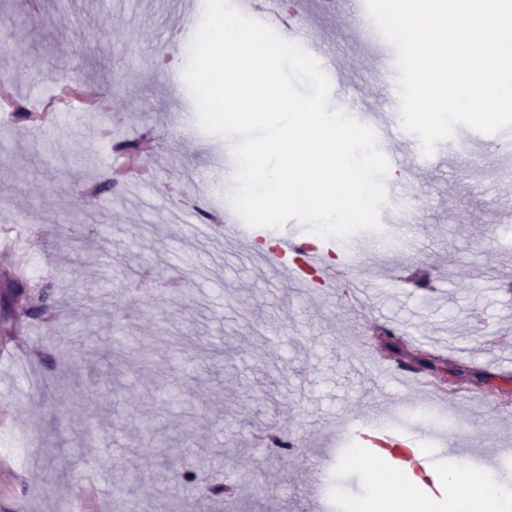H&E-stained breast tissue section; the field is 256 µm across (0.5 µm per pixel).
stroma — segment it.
Instances as JSON below:
<instances>
[{"instance_id":"stroma-1","label":"stroma","mask_w":512,"mask_h":512,"mask_svg":"<svg viewBox=\"0 0 512 512\" xmlns=\"http://www.w3.org/2000/svg\"><path fill=\"white\" fill-rule=\"evenodd\" d=\"M289 15L318 37L338 68L337 94L355 110L389 111L374 50L344 10L293 0ZM178 0H0V85L43 112L55 90L84 83L112 110L111 126L83 108L40 130L0 126V241L22 245L28 282L47 292L51 319L14 309L44 348L36 383L0 359V512H67L84 481L85 512H113L122 497L141 512H304L312 475L330 512L337 498L367 501L365 473L345 464L339 426L396 410L395 422L438 442L406 412L424 394L385 382L380 363L425 353L455 375L439 383L440 413L463 422L449 445L496 453L512 447V178L501 163L512 138L478 134L477 156H400L384 179L402 197L413 243L374 255L351 274L374 281L377 307L361 310L345 285L293 287L209 223L224 208L217 160L232 136L179 124L195 100L184 81L188 46ZM150 132L143 162L106 208L90 206L79 171L112 166V144ZM91 230L85 246L68 225ZM101 431L78 447L87 424ZM157 429L180 456L148 458ZM302 443L287 455L268 433ZM191 463L231 483L230 498L203 499L174 474Z\"/></svg>"}]
</instances>
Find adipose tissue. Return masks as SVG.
Listing matches in <instances>:
<instances>
[{
  "instance_id": "1",
  "label": "adipose tissue",
  "mask_w": 512,
  "mask_h": 512,
  "mask_svg": "<svg viewBox=\"0 0 512 512\" xmlns=\"http://www.w3.org/2000/svg\"><path fill=\"white\" fill-rule=\"evenodd\" d=\"M449 493L447 501H429L419 505L412 499L411 488L417 482L416 476L386 475L372 471L374 497L381 512H487L495 506L501 512L512 507V491L507 490L501 479L477 474L466 467H458L449 472Z\"/></svg>"
}]
</instances>
